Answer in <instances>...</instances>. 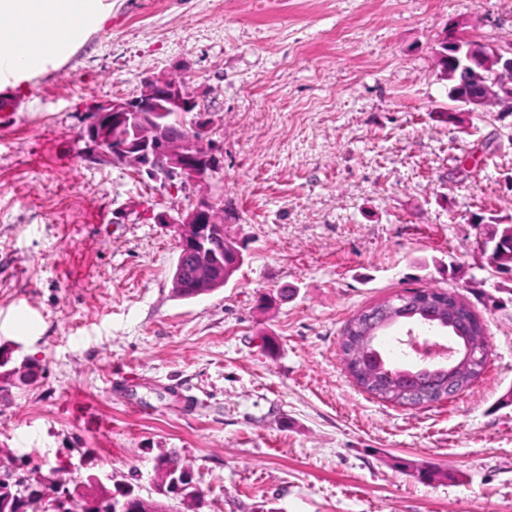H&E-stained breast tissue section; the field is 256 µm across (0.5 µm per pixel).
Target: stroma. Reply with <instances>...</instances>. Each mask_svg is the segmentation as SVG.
<instances>
[{
	"instance_id": "35a3bbf8",
	"label": "stroma",
	"mask_w": 512,
	"mask_h": 512,
	"mask_svg": "<svg viewBox=\"0 0 512 512\" xmlns=\"http://www.w3.org/2000/svg\"><path fill=\"white\" fill-rule=\"evenodd\" d=\"M512 43V0H106L43 87L0 112V464L156 495L177 453L200 512H512V276L479 218L512 221V109L461 112L450 29ZM151 74L189 80L214 120L224 288H172L186 191L82 160L93 104ZM407 288L456 293L487 366L419 406L357 386L359 311ZM139 413H132V406ZM160 469L165 471L168 476L175 475L178 477L181 472H186L188 474L187 480H181V484L183 485V494L181 495L183 501H196L201 496V491L197 487L195 483L192 482L191 470L190 468L177 456L174 454H164L161 455L156 462ZM190 471V472H189Z\"/></svg>"
}]
</instances>
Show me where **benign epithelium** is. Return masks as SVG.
Segmentation results:
<instances>
[{
  "instance_id": "1",
  "label": "benign epithelium",
  "mask_w": 512,
  "mask_h": 512,
  "mask_svg": "<svg viewBox=\"0 0 512 512\" xmlns=\"http://www.w3.org/2000/svg\"><path fill=\"white\" fill-rule=\"evenodd\" d=\"M448 81L456 82L464 74L471 76L473 89L465 97V112H484L494 102L512 97V82L499 80L502 73L512 72V46L480 53L467 47L463 60L444 69ZM165 112L194 113L178 131L170 133L163 122ZM213 120L199 107L197 91L189 83L172 81L165 75L144 78L140 93L93 105L79 130V155L99 166H123L147 175L168 187L194 188L217 178L221 170L220 149L212 138ZM224 219L220 198L202 194L176 214L154 215L158 224H173L178 232V250L193 258L192 288L208 294L224 287L238 268L242 256L224 238V226H214ZM215 241L223 243L224 259L212 250ZM422 315L425 320L442 326L454 325L456 312L428 304L421 290L405 292L383 307L362 315V320L376 325L388 318L395 322L406 315ZM464 351L448 367V395L458 393V371L468 365H481L488 348L475 325L463 337Z\"/></svg>"
}]
</instances>
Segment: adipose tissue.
Returning <instances> with one entry per match:
<instances>
[{"mask_svg":"<svg viewBox=\"0 0 512 512\" xmlns=\"http://www.w3.org/2000/svg\"><path fill=\"white\" fill-rule=\"evenodd\" d=\"M0 16L12 18V25L0 27V57L10 56L15 45L34 31L40 45L58 46L68 43L78 26L65 11L64 0H29L27 11H18L16 0H0Z\"/></svg>","mask_w":512,"mask_h":512,"instance_id":"obj_1","label":"adipose tissue"}]
</instances>
